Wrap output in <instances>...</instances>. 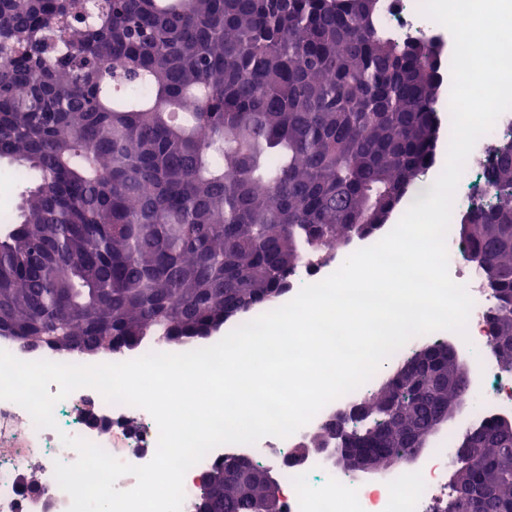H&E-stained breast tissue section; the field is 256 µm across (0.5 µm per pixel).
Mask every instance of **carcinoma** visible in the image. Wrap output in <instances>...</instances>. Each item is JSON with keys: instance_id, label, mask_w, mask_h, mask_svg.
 I'll return each instance as SVG.
<instances>
[{"instance_id": "1", "label": "carcinoma", "mask_w": 512, "mask_h": 512, "mask_svg": "<svg viewBox=\"0 0 512 512\" xmlns=\"http://www.w3.org/2000/svg\"><path fill=\"white\" fill-rule=\"evenodd\" d=\"M385 0H0V160L34 175L0 231V336L62 355L203 338L288 291L318 247L372 235L430 168L438 53L380 23ZM492 202L458 232L497 300L512 370V139L487 147ZM425 359L455 369L448 344ZM358 421L402 463L465 389ZM438 512H512V444L488 413ZM234 457L198 499L263 512Z\"/></svg>"}]
</instances>
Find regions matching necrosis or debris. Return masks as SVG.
<instances>
[{"label": "necrosis or debris", "mask_w": 512, "mask_h": 512, "mask_svg": "<svg viewBox=\"0 0 512 512\" xmlns=\"http://www.w3.org/2000/svg\"><path fill=\"white\" fill-rule=\"evenodd\" d=\"M420 6L421 0H388L382 22L396 38H423L440 45V73L450 75L453 37L445 27L423 16ZM455 199L453 226L446 235L448 270L455 282L466 286L474 301L467 324V342L478 355V385L489 394L492 409L508 413L512 411V375L500 370L488 349L487 314L494 300L460 255L454 229L467 206L491 200L483 162L466 163ZM86 405L96 408L106 420V427H95L82 419L78 410ZM54 418L57 429L38 428L21 406L0 400V512H68L71 499L56 481L54 464L73 463L77 453L62 444L61 434L84 438L131 465L147 464L155 454L159 430L152 415L139 407L108 402L95 389H78L58 402ZM299 439L296 433L285 438L266 436L254 444H226L213 449L187 471L181 512H192L203 472L232 454L279 468L284 512H336L341 501L347 505L346 512H429L436 501L448 497L447 446L431 449L416 468L366 483L337 471L318 457L290 463V451ZM31 464L42 473L36 492L25 490L18 481L20 471Z\"/></svg>", "instance_id": "4bbe7bcc"}]
</instances>
